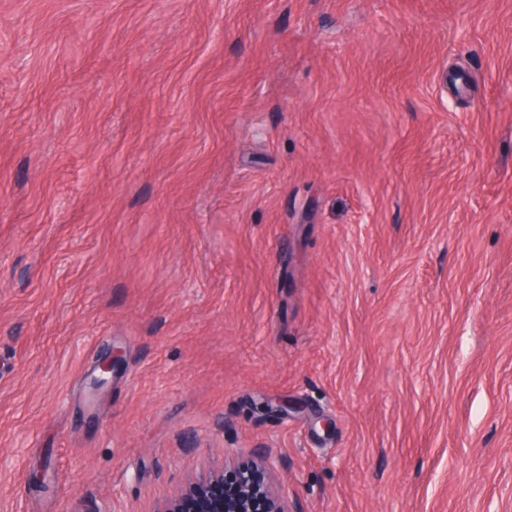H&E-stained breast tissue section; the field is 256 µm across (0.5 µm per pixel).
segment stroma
I'll list each match as a JSON object with an SVG mask.
<instances>
[{
	"label": "stroma",
	"mask_w": 512,
	"mask_h": 512,
	"mask_svg": "<svg viewBox=\"0 0 512 512\" xmlns=\"http://www.w3.org/2000/svg\"><path fill=\"white\" fill-rule=\"evenodd\" d=\"M259 446L294 512H512V0H0V512ZM124 360V354L121 349L113 348L106 352L98 360L94 376L90 380V389L92 392H98L112 381L113 373L120 368Z\"/></svg>",
	"instance_id": "stroma-1"
}]
</instances>
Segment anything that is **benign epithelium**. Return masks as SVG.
<instances>
[{
  "instance_id": "benign-epithelium-1",
  "label": "benign epithelium",
  "mask_w": 512,
  "mask_h": 512,
  "mask_svg": "<svg viewBox=\"0 0 512 512\" xmlns=\"http://www.w3.org/2000/svg\"><path fill=\"white\" fill-rule=\"evenodd\" d=\"M124 360L121 349L113 348L98 360L90 389L98 392L112 381ZM274 459L252 452L250 458L232 465L227 472L235 479L232 493L224 489V473H209L192 482L181 494L167 501L163 512H288L271 475Z\"/></svg>"
}]
</instances>
